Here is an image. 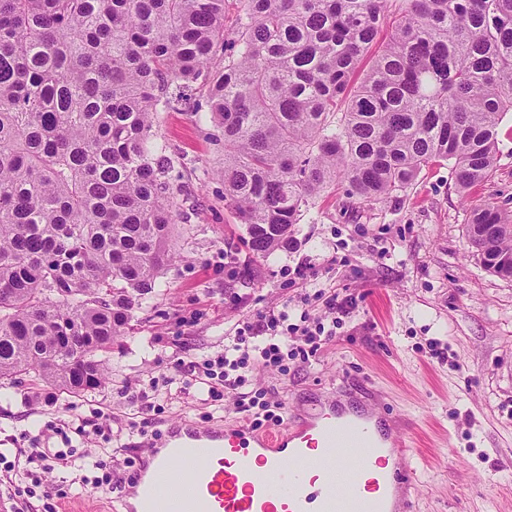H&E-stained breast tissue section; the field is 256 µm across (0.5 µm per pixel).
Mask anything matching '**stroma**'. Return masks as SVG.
<instances>
[{"mask_svg": "<svg viewBox=\"0 0 512 512\" xmlns=\"http://www.w3.org/2000/svg\"><path fill=\"white\" fill-rule=\"evenodd\" d=\"M158 144L180 160L186 184L174 218V259L108 355L105 387L80 396L28 381L0 383V448L25 457L41 443L61 447L51 427L64 425L69 465L39 471L53 500L0 493V512H49L64 503L113 504L117 489L82 486L96 461L126 477L129 457L175 422L202 427L250 422L239 394L212 406L196 383L180 382L189 363L222 351L226 332L260 323L290 303L327 317L325 296L348 312L317 362L287 373L258 369L247 390L262 389L291 408L335 388L345 374L368 376L396 419L416 430L427 461L419 512H512V280L489 273L472 252V206L512 214V114L500 129L492 175L458 194L446 165L425 168L382 202L360 203L331 187L304 207L288 246L251 258L245 230L224 205V137L188 98L158 113ZM307 264L298 278L297 264ZM175 385H165V378Z\"/></svg>", "mask_w": 512, "mask_h": 512, "instance_id": "obj_1", "label": "stroma"}]
</instances>
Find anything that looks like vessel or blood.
Segmentation results:
<instances>
[{"label":"vessel or blood","mask_w":512,"mask_h":512,"mask_svg":"<svg viewBox=\"0 0 512 512\" xmlns=\"http://www.w3.org/2000/svg\"><path fill=\"white\" fill-rule=\"evenodd\" d=\"M421 458L413 426L383 416L378 393L344 381L286 424L170 426L141 455L123 512H417Z\"/></svg>","instance_id":"obj_1"}]
</instances>
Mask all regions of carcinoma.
Wrapping results in <instances>:
<instances>
[{
    "label": "carcinoma",
    "instance_id": "1",
    "mask_svg": "<svg viewBox=\"0 0 512 512\" xmlns=\"http://www.w3.org/2000/svg\"><path fill=\"white\" fill-rule=\"evenodd\" d=\"M0 0V380L84 394L173 258L182 186L152 147L188 93L224 134V205L254 258L344 184L361 203L448 163L492 173L512 112V0ZM391 30L372 47L388 5ZM471 248L512 279V220Z\"/></svg>",
    "mask_w": 512,
    "mask_h": 512
}]
</instances>
